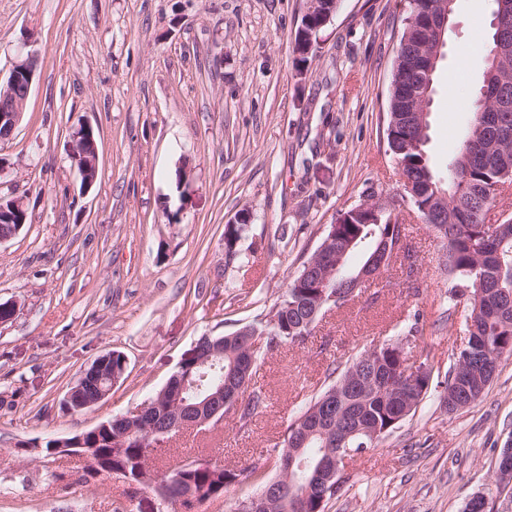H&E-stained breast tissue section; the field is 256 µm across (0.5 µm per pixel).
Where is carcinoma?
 Listing matches in <instances>:
<instances>
[{
  "mask_svg": "<svg viewBox=\"0 0 512 512\" xmlns=\"http://www.w3.org/2000/svg\"><path fill=\"white\" fill-rule=\"evenodd\" d=\"M414 5L403 20L397 45L392 84L395 86L388 101L386 136L388 149L396 166L414 183L418 200H410L419 214L439 205L436 194L448 195L443 207L448 232L438 224L428 228L444 240V267L452 276L451 296L466 300L471 314L476 316V329L469 330L466 343L453 354V365L440 402L449 410L459 409L458 403L471 395H482L492 381L501 362L512 358V214L491 221L488 215L496 207L498 184L512 179V106L501 110L496 101L506 96L512 99V8L503 10L502 0H494L493 18L498 28L492 29L489 52L500 50L498 66L488 64L482 84L472 104V119L460 138L455 153L441 171L431 164L426 149H417L413 142L423 138L420 126L403 119L404 94L414 88L416 95L429 88L424 72L413 68L412 61L421 50L434 46L432 36L420 30L428 17L438 9L439 0H412ZM509 16H500L501 12ZM324 28L321 22L307 26L310 39L295 37L294 66L312 62L317 51V34ZM387 208L379 222L364 224H330L321 243L304 261L287 283L281 299L276 302L261 330L267 335L259 342L245 346L235 334L224 336L222 354L216 356L214 368H198L195 359L185 356L178 372L201 383L206 392L218 384L232 382L243 387L239 408L233 413L244 428L267 406L265 392L251 387L253 374L244 373L242 362L259 360L286 343L302 341L311 334L316 320H306L309 310L319 306L317 314L327 309L348 305L365 288L375 283L360 275L369 269L377 245L384 240L389 257L408 259L407 225L398 222L402 211L396 196L385 197ZM360 253L363 262L350 265L352 255ZM336 295L327 303L325 298ZM412 340L413 347L425 344L420 315L413 313L397 338L371 345L346 362L338 377L328 383L292 418L282 435L280 446L260 451L250 471L272 465L276 478H281L277 460L288 447L299 448L288 488L307 495L308 512H325L327 504L340 492L321 486L316 477L317 466L325 456L330 439L360 454L384 439L416 411L434 382L433 365L423 360L410 363V351L399 350L398 343ZM160 406L155 425L163 427L167 420L183 413L171 390L162 388L155 396ZM85 446L109 453L112 470L120 477L138 480L144 467H149L160 448L146 440L141 429L127 436L109 430L88 432ZM243 472L212 465L206 460L182 456L177 469L167 476L168 484L159 487L173 502L191 512L196 504L219 498L239 481Z\"/></svg>",
  "mask_w": 512,
  "mask_h": 512,
  "instance_id": "1",
  "label": "carcinoma"
}]
</instances>
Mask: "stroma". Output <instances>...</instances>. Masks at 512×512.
Returning <instances> with one entry per match:
<instances>
[{
  "instance_id": "stroma-1",
  "label": "stroma",
  "mask_w": 512,
  "mask_h": 512,
  "mask_svg": "<svg viewBox=\"0 0 512 512\" xmlns=\"http://www.w3.org/2000/svg\"><path fill=\"white\" fill-rule=\"evenodd\" d=\"M310 0H0V75L25 42L39 66L22 120L0 141V199L31 221L0 243V512H157L153 488L129 499L119 479L83 481L77 464L47 473L20 441L44 443L136 410L161 390L199 337L264 321L304 257L368 189L394 194L387 100L411 0H340L304 75L293 66ZM493 0H455L435 79L427 152L444 167L471 119L488 63ZM97 136L99 175L82 190L74 133ZM238 255L224 227L243 211ZM408 215L412 265H391L305 341L260 362L268 406L248 430L234 416L173 445L241 470L195 512H234L262 483L254 449L371 341L419 309L429 359L448 369L467 339L465 302L448 297L441 243ZM127 371L91 409L62 400L98 355ZM512 438V360L480 400L453 412L431 391L378 447L349 462L327 512H463L481 493L512 512L494 471Z\"/></svg>"
}]
</instances>
